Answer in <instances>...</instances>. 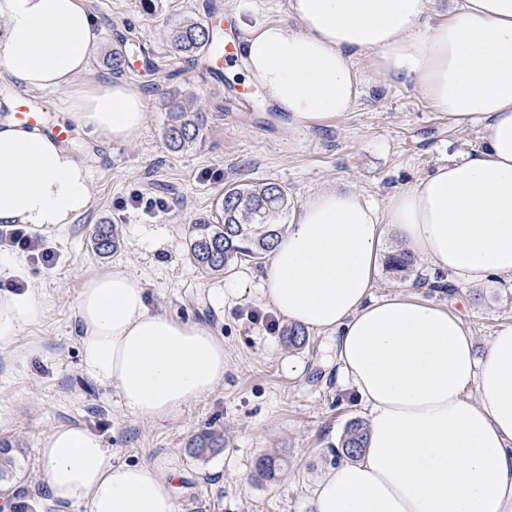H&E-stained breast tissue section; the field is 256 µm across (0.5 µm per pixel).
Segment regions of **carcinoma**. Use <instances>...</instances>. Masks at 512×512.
Instances as JSON below:
<instances>
[{
	"label": "carcinoma",
	"mask_w": 512,
	"mask_h": 512,
	"mask_svg": "<svg viewBox=\"0 0 512 512\" xmlns=\"http://www.w3.org/2000/svg\"><path fill=\"white\" fill-rule=\"evenodd\" d=\"M219 42L215 27L201 22H183L173 25L170 32L172 48L189 56L201 53ZM132 50L114 51L107 63L118 73L130 64ZM169 120L165 139L172 149L183 148L197 140L203 130L202 115L186 108L175 97L166 102ZM288 192L277 182L233 184L224 190L215 216L205 218L192 226L189 251L197 266L205 273L224 271L233 262L249 261L257 264L273 248L274 241L285 225L280 219L288 210ZM95 249L108 254L117 248L114 226L100 224L94 234ZM386 268L397 275L413 271L415 256L406 251H395L387 256ZM367 427L359 420L350 422L340 439L337 453L356 458L367 442ZM192 453L202 456L223 448V438L203 433L190 443Z\"/></svg>",
	"instance_id": "carcinoma-1"
}]
</instances>
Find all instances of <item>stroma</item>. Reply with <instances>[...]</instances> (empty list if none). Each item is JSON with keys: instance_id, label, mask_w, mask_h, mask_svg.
Masks as SVG:
<instances>
[{"instance_id": "obj_1", "label": "stroma", "mask_w": 512, "mask_h": 512, "mask_svg": "<svg viewBox=\"0 0 512 512\" xmlns=\"http://www.w3.org/2000/svg\"><path fill=\"white\" fill-rule=\"evenodd\" d=\"M102 26L101 54L87 81L113 80L103 52L121 38L137 51L123 81L147 102L139 138L118 145L73 131L66 148L92 162V200L73 223L44 233L56 254L53 267L26 261L29 278L44 288V315L22 336L0 343V444L9 445L16 469L0 482V512H80L55 503L41 478L36 449L55 427L83 423L100 434L113 461L160 463L173 478L178 512H310L317 475L336 464L335 450L346 425L366 420L363 405L336 385L330 337L310 333L303 347L289 346L286 320L275 316L255 291L215 307L211 288L223 275H206L188 251L192 226L211 215L226 186L275 181L285 186L291 207L333 185L383 203L391 191L479 147L478 124L457 126L412 87L387 82L368 59L355 58L361 94L350 112L324 125L289 126L284 114L253 88L248 103L233 90L246 83L243 67L218 77L171 49L173 23L219 16L233 36L250 37L262 25L296 26L289 0H154L144 14L137 0H87ZM192 98L204 129L179 151L164 137L165 97ZM39 104L52 122L67 120L63 96L26 90L0 78V119L18 99ZM140 194L163 200L153 216L134 208ZM114 225L117 249L96 251L92 233ZM123 264L144 277L152 309L183 321L208 325L224 339L227 371L216 389L190 401L174 418L154 422L127 414L114 392L91 380L82 364L74 301L83 281ZM449 298L465 315L477 347L500 325L512 324V279L480 286L458 285ZM302 364L287 375L284 360ZM204 431L224 436L223 449L193 456L189 443ZM277 458L276 478L255 475V462Z\"/></svg>"}]
</instances>
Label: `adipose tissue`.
<instances>
[{"label": "adipose tissue", "mask_w": 512, "mask_h": 512, "mask_svg": "<svg viewBox=\"0 0 512 512\" xmlns=\"http://www.w3.org/2000/svg\"><path fill=\"white\" fill-rule=\"evenodd\" d=\"M291 0L299 28L264 24L243 45L250 82L292 125L343 116L364 56L411 85L450 121L484 127L460 161L391 192L375 207L326 188L279 235L259 297L281 317L330 335L338 376L368 411L361 455L315 483L313 512H512V324L477 351L448 302L403 289L375 293L387 231L449 282L512 278V0ZM101 46L85 0H0V75L24 88L66 91L76 128L130 145L146 121L143 95L122 81L82 86ZM91 164L50 131L0 120V224L46 231L91 204ZM145 281L122 264L84 281L76 332L88 376L130 415L161 421L224 381V340L210 327L151 310ZM31 283L0 290V342L44 314ZM53 500L81 512H177L165 472L113 462L84 424L41 438Z\"/></svg>", "instance_id": "obj_1"}]
</instances>
